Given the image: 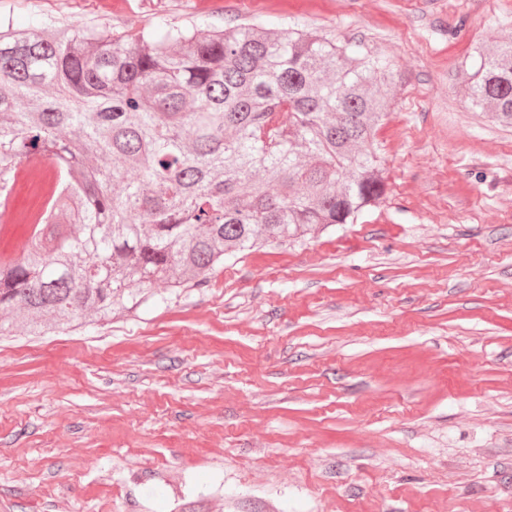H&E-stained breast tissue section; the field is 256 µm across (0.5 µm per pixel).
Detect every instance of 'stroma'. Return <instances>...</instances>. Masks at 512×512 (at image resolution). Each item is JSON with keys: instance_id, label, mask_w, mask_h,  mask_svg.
Instances as JSON below:
<instances>
[{"instance_id": "obj_1", "label": "stroma", "mask_w": 512, "mask_h": 512, "mask_svg": "<svg viewBox=\"0 0 512 512\" xmlns=\"http://www.w3.org/2000/svg\"><path fill=\"white\" fill-rule=\"evenodd\" d=\"M299 24L388 60L355 223L0 339V512H512V128L471 108L512 0H0V21Z\"/></svg>"}]
</instances>
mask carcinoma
<instances>
[{
  "mask_svg": "<svg viewBox=\"0 0 512 512\" xmlns=\"http://www.w3.org/2000/svg\"><path fill=\"white\" fill-rule=\"evenodd\" d=\"M61 27H0V202L34 152L57 179L0 260L1 336L14 312L40 336L133 310L156 282L202 288L228 255L382 201L393 79L370 52L294 26ZM476 54L464 95L512 126V39Z\"/></svg>",
  "mask_w": 512,
  "mask_h": 512,
  "instance_id": "carcinoma-1",
  "label": "carcinoma"
}]
</instances>
